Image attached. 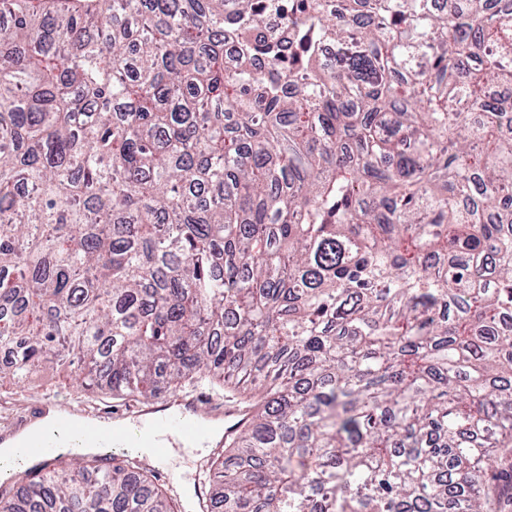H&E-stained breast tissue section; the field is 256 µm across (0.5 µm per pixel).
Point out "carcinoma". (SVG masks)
<instances>
[{
    "label": "carcinoma",
    "instance_id": "obj_1",
    "mask_svg": "<svg viewBox=\"0 0 512 512\" xmlns=\"http://www.w3.org/2000/svg\"><path fill=\"white\" fill-rule=\"evenodd\" d=\"M0 386L247 420L201 512L512 500V0H0ZM0 512H177L137 457Z\"/></svg>",
    "mask_w": 512,
    "mask_h": 512
}]
</instances>
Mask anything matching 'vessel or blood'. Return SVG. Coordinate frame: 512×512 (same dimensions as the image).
<instances>
[{"label": "vessel or blood", "mask_w": 512, "mask_h": 512, "mask_svg": "<svg viewBox=\"0 0 512 512\" xmlns=\"http://www.w3.org/2000/svg\"><path fill=\"white\" fill-rule=\"evenodd\" d=\"M74 414V409L61 407L57 424L28 437L20 455L42 466L51 464L63 448H147L152 458L161 459L175 448L212 447L215 431L228 434L235 426L233 410L218 416L192 397L173 406L148 405L129 413L115 410L111 424L95 431L81 426Z\"/></svg>", "instance_id": "1"}]
</instances>
